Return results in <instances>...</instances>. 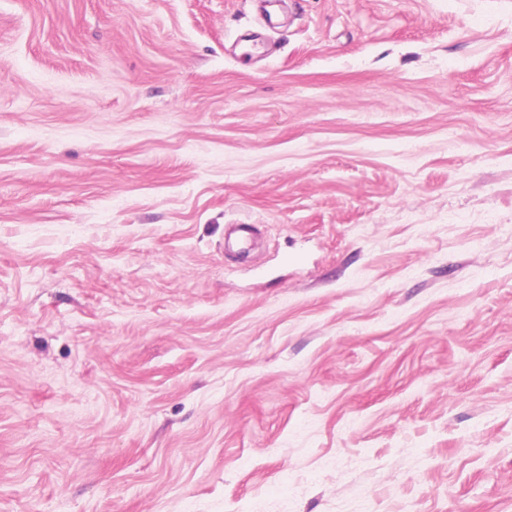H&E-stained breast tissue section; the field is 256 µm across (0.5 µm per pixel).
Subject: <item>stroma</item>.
Segmentation results:
<instances>
[{"label": "stroma", "instance_id": "35a3bbf8", "mask_svg": "<svg viewBox=\"0 0 512 512\" xmlns=\"http://www.w3.org/2000/svg\"><path fill=\"white\" fill-rule=\"evenodd\" d=\"M0 512H512V0H0Z\"/></svg>", "mask_w": 512, "mask_h": 512}]
</instances>
